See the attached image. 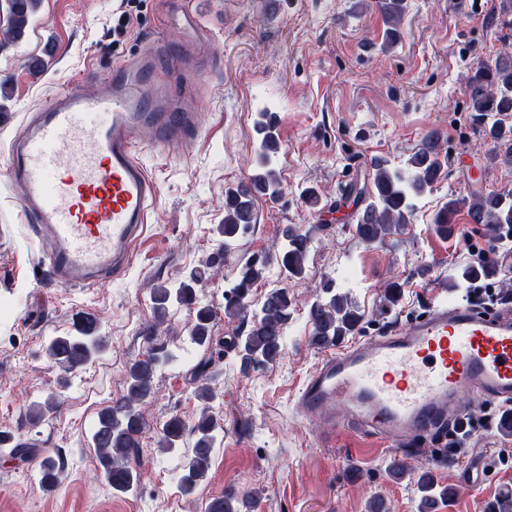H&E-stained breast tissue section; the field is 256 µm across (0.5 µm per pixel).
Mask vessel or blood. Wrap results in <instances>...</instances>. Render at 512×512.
Segmentation results:
<instances>
[{
  "label": "vessel or blood",
  "mask_w": 512,
  "mask_h": 512,
  "mask_svg": "<svg viewBox=\"0 0 512 512\" xmlns=\"http://www.w3.org/2000/svg\"><path fill=\"white\" fill-rule=\"evenodd\" d=\"M204 127L167 92L155 55L26 116L8 146L10 188L55 284L92 288L127 267L158 196L137 157L141 131L167 143ZM468 397L512 411L511 306L433 301L414 321L327 355L296 406L328 428L405 447L445 434Z\"/></svg>",
  "instance_id": "b4317fda"
}]
</instances>
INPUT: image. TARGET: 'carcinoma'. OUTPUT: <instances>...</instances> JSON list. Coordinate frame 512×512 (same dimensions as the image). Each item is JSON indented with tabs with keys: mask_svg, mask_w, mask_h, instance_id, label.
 Here are the masks:
<instances>
[{
	"mask_svg": "<svg viewBox=\"0 0 512 512\" xmlns=\"http://www.w3.org/2000/svg\"><path fill=\"white\" fill-rule=\"evenodd\" d=\"M7 2L8 21L3 36L19 39L35 14L39 0ZM377 8L386 25V40L392 44L406 12V0H377ZM466 96L469 109L482 124L485 136L494 143L506 144V159L512 161V125L506 122L512 116V50L503 51L491 65L477 64L469 78ZM256 128L261 135L258 166L246 181L224 192V223L217 228L221 237L219 250L191 269L177 285L151 288V301L157 317H166L173 302L196 304L194 285L208 270L224 262V256L234 250L240 237L256 224V198H274L281 193L279 173L271 164V157L280 149L274 117L262 113ZM447 161L448 155L442 154L439 137L433 133L423 140L405 167H391L383 160L374 161L370 186L352 189L356 237L366 244L384 241L401 225L410 223L416 208L415 200L443 177ZM459 204V200L450 198L435 214L434 230L440 236H448V226L452 224ZM467 206L473 223L487 225L493 237L502 243L512 241L511 190L474 193ZM281 238L282 244L275 257L247 260L238 267L235 279L224 291V316L240 321V329L231 344L237 348L240 367L245 373L280 361L285 327L293 310L288 287L270 289L255 307L250 301L252 289L265 278L267 266L273 261L285 281L299 282L305 277L311 232H303L289 224L283 227ZM490 267L488 260L463 266L451 275V287L468 290L474 282L489 275ZM362 318L363 314L349 295L336 291L329 284L308 309V320L313 328L312 342L320 346L334 345L352 335ZM212 322L213 310L208 306L198 307L195 321L188 330L194 344L208 346L212 343ZM101 348L100 323L88 314L75 317L72 333L54 336L46 344L48 356L66 373L92 362ZM170 359L164 347L150 348L145 358L129 367L126 394L98 415L92 435L95 457L109 487L117 493H131L139 482V434L143 421L139 405L145 403L151 393L157 367ZM191 376L196 384L195 396L205 406L191 425L180 415L171 416L162 426L160 439L162 452H182L180 484L186 495L192 494L206 479L213 449L223 441L221 432L224 431L210 406V402L217 398L213 386L216 371L204 361L192 369ZM63 468L62 459L45 457L40 464L39 483L46 488L54 487L59 483ZM415 480L419 492L417 512H434L438 500L451 493L449 488L438 487L429 471L418 474ZM253 499L252 492L226 493L211 500L206 512H248Z\"/></svg>",
	"mask_w": 512,
	"mask_h": 512,
	"instance_id": "1",
	"label": "carcinoma"
}]
</instances>
